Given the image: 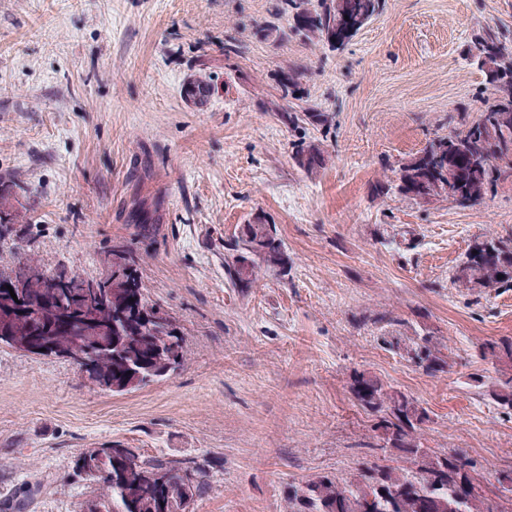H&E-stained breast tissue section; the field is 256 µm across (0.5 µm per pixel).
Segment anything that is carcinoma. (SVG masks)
<instances>
[{
    "label": "carcinoma",
    "instance_id": "carcinoma-1",
    "mask_svg": "<svg viewBox=\"0 0 512 512\" xmlns=\"http://www.w3.org/2000/svg\"><path fill=\"white\" fill-rule=\"evenodd\" d=\"M294 28L339 49L378 16L385 0H292ZM469 60L485 77L493 102L469 124L433 139L421 152L393 170L391 188L408 200L442 199L458 207L474 206L505 180L512 179V43L491 28L474 37ZM185 95L197 105L206 104L209 88L191 83ZM234 250L257 257L266 267L283 265L281 241L270 224H247ZM137 261L123 258L109 277L87 279L66 268L54 276L69 287L90 281L87 293L98 322L112 331V352L91 358L96 380L124 394L132 379L136 387L164 378L186 359L183 339L170 318L149 305L142 288ZM229 275L244 287L256 281L249 264L228 266ZM494 290L512 287V234L487 235L470 246L452 275L453 283ZM32 336L60 332L56 311L34 318L26 326ZM408 359L430 375L449 366L431 335L409 339ZM482 359L498 374L488 395L512 415V337L483 342ZM356 403L378 419L393 448L410 455V466L374 465L349 479L319 475L288 490V512H505L497 499L473 491L477 462L464 451L450 448L439 455L420 451L421 426L428 414L411 395L381 378L358 369L350 376ZM103 459L111 476L100 479L86 468ZM77 476L92 489L89 512H194L205 491L209 472L192 459L145 457L134 448L102 444L82 451L75 463ZM35 494L27 488L13 496L7 509L25 512Z\"/></svg>",
    "mask_w": 512,
    "mask_h": 512
}]
</instances>
